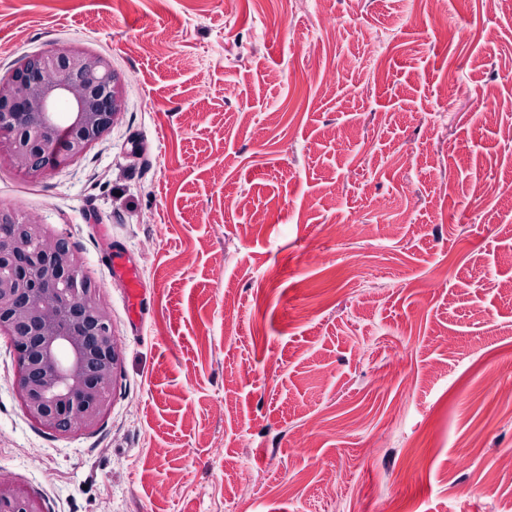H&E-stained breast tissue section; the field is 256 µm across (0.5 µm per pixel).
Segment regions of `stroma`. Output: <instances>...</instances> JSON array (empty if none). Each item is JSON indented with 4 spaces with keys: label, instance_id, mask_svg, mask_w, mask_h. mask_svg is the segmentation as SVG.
Instances as JSON below:
<instances>
[{
    "label": "stroma",
    "instance_id": "1",
    "mask_svg": "<svg viewBox=\"0 0 512 512\" xmlns=\"http://www.w3.org/2000/svg\"><path fill=\"white\" fill-rule=\"evenodd\" d=\"M51 48L122 109L45 177L1 157L0 209L120 361L51 432L0 332V473L43 512H512V0H0V76Z\"/></svg>",
    "mask_w": 512,
    "mask_h": 512
}]
</instances>
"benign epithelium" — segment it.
I'll return each mask as SVG.
<instances>
[{"label":"benign epithelium","mask_w":512,"mask_h":512,"mask_svg":"<svg viewBox=\"0 0 512 512\" xmlns=\"http://www.w3.org/2000/svg\"><path fill=\"white\" fill-rule=\"evenodd\" d=\"M121 85L108 61L79 50L23 59L0 79V139L27 175L48 174L83 154L119 115ZM16 352L28 417L54 432L94 427L107 409L118 369L108 312L72 250L35 219L0 209V332ZM0 512H42L0 477Z\"/></svg>","instance_id":"7a95c632"}]
</instances>
